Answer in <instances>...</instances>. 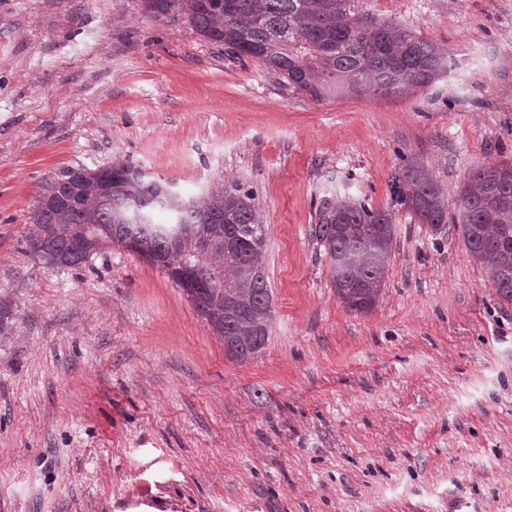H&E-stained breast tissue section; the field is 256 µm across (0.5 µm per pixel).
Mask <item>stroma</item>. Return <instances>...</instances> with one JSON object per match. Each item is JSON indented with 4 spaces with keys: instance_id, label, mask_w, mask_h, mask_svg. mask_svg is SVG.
<instances>
[{
    "instance_id": "stroma-1",
    "label": "stroma",
    "mask_w": 512,
    "mask_h": 512,
    "mask_svg": "<svg viewBox=\"0 0 512 512\" xmlns=\"http://www.w3.org/2000/svg\"><path fill=\"white\" fill-rule=\"evenodd\" d=\"M456 61L425 90L314 100L141 0H0V512H512V301L455 226L392 204L424 164L448 205L512 163V0H358ZM120 159L253 190L273 299L245 362L161 267L115 246L44 263L60 171ZM393 207L386 285L336 297L323 201Z\"/></svg>"
}]
</instances>
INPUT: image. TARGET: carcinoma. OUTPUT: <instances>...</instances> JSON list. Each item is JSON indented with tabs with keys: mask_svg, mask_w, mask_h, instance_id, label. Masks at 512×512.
I'll return each instance as SVG.
<instances>
[{
	"mask_svg": "<svg viewBox=\"0 0 512 512\" xmlns=\"http://www.w3.org/2000/svg\"><path fill=\"white\" fill-rule=\"evenodd\" d=\"M154 19L183 16L240 58L257 59L315 99L386 97L423 90L450 73L452 57L411 28L363 14L356 0H142ZM106 189L101 171L66 169L38 201L33 249L50 265L76 268L103 244L151 261L166 255L168 276L204 238L203 267L220 274L200 289L201 316L245 361L268 340L272 302L261 256L265 227L254 192L239 183L168 200L171 186L114 161ZM395 204L439 230L448 204L430 173L409 165L396 177ZM455 227L471 257L490 273L496 293L512 301V165L474 166L460 191ZM392 213L348 197L326 200L312 227L330 259L336 296L357 313L374 308L385 284L394 238ZM235 245L226 246L228 240Z\"/></svg>",
	"mask_w": 512,
	"mask_h": 512,
	"instance_id": "1",
	"label": "carcinoma"
}]
</instances>
